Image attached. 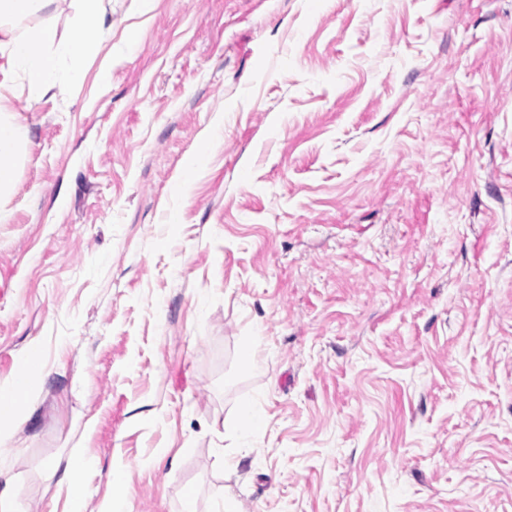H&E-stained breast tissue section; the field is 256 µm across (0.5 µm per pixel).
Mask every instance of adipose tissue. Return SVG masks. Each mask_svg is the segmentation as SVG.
<instances>
[{"mask_svg": "<svg viewBox=\"0 0 512 512\" xmlns=\"http://www.w3.org/2000/svg\"><path fill=\"white\" fill-rule=\"evenodd\" d=\"M75 26L71 34L62 36L48 24L28 26L24 20L47 0H0V52H5L10 68L23 74L32 91L65 92L86 78L85 59L94 53L98 43L111 45L113 56L121 57L133 49L138 40L136 30H128L113 39L112 25L106 20L103 0H76ZM27 372L14 376L9 392L18 393V401L9 409H0V424L16 422L29 416L32 409L28 394L41 365L35 354L25 357Z\"/></svg>", "mask_w": 512, "mask_h": 512, "instance_id": "ef3b65f1", "label": "adipose tissue"}]
</instances>
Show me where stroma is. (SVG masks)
<instances>
[{"instance_id":"1","label":"stroma","mask_w":512,"mask_h":512,"mask_svg":"<svg viewBox=\"0 0 512 512\" xmlns=\"http://www.w3.org/2000/svg\"><path fill=\"white\" fill-rule=\"evenodd\" d=\"M104 7L140 41L81 86L31 94L0 56L25 131L0 383L30 348L45 367L0 491L512 512V0ZM246 401L266 425L227 447Z\"/></svg>"}]
</instances>
